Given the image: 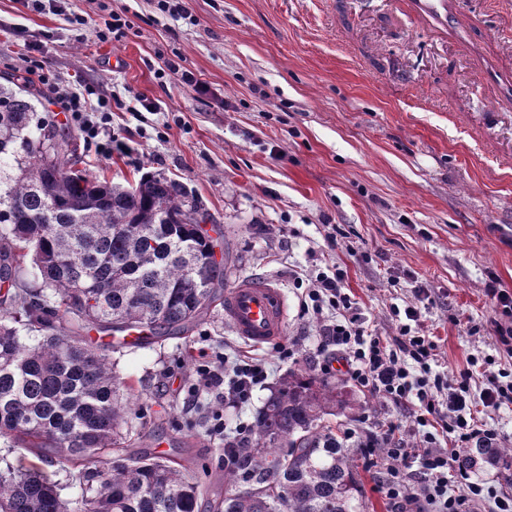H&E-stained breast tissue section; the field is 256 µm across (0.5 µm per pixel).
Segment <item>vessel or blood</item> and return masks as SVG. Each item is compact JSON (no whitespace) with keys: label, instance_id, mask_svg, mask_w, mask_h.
<instances>
[{"label":"vessel or blood","instance_id":"obj_1","mask_svg":"<svg viewBox=\"0 0 512 512\" xmlns=\"http://www.w3.org/2000/svg\"><path fill=\"white\" fill-rule=\"evenodd\" d=\"M413 22L454 41L469 56L492 95L495 110L512 109V63L498 53V34L460 11L457 0H398ZM224 321L255 345L282 338L287 307L282 290L265 280H243L224 293Z\"/></svg>","mask_w":512,"mask_h":512}]
</instances>
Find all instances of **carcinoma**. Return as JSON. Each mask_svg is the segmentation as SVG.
<instances>
[{
	"mask_svg": "<svg viewBox=\"0 0 512 512\" xmlns=\"http://www.w3.org/2000/svg\"><path fill=\"white\" fill-rule=\"evenodd\" d=\"M36 89L0 85V443L46 464L83 466L64 499L37 470L0 466V512H196L208 494L171 461L128 448L131 385L112 345L87 336L192 327L224 285V263L197 201L161 175L134 186L74 169L71 134L35 116ZM30 260L41 279L20 278ZM349 408L339 386L293 370L279 379L248 441L227 449L214 512H366L356 450L325 416ZM464 469L512 468V448L479 444ZM247 482L244 490L237 489Z\"/></svg>",
	"mask_w": 512,
	"mask_h": 512,
	"instance_id": "carcinoma-1",
	"label": "carcinoma"
}]
</instances>
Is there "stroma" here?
<instances>
[{
	"label": "stroma",
	"instance_id": "35a3bbf8",
	"mask_svg": "<svg viewBox=\"0 0 512 512\" xmlns=\"http://www.w3.org/2000/svg\"><path fill=\"white\" fill-rule=\"evenodd\" d=\"M66 0L37 13L24 0H0V78L32 83L46 121L66 125L61 89L91 85L106 96L140 95L155 111H112V132L130 155L102 156L81 142L79 169L121 182L159 174L177 182L224 227L225 287L256 277L275 283L287 303L280 344L237 336L216 306L188 336H164L112 352L132 386L125 429L134 448L187 468L217 488L224 440L207 433L217 401L184 406L186 382L202 355L250 352L270 375L242 409L224 411L227 429L253 422L272 387L293 369L318 373L319 323L302 314L298 272L330 261L377 333L393 335L392 305L411 300L414 282L432 292L421 329L437 344L443 369L460 371L470 355L512 365L498 341L484 294L488 278L512 292V112L488 116L487 87L469 58L395 12L390 0ZM85 17L71 24L70 13ZM121 34L101 39L108 13ZM56 77L28 71L29 51ZM179 58L191 81L163 72ZM340 225L345 245L329 248L325 227ZM371 253L362 262L352 249ZM399 277L390 287L388 277ZM332 382L361 404L332 425L379 430L411 422L410 409L387 405L337 367Z\"/></svg>",
	"mask_w": 512,
	"mask_h": 512
}]
</instances>
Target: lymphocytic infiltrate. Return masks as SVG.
I'll return each mask as SVG.
<instances>
[{
  "instance_id": "1",
  "label": "lymphocytic infiltrate",
  "mask_w": 512,
  "mask_h": 512,
  "mask_svg": "<svg viewBox=\"0 0 512 512\" xmlns=\"http://www.w3.org/2000/svg\"><path fill=\"white\" fill-rule=\"evenodd\" d=\"M65 100L71 121L88 140L97 141L101 155L129 153V146L112 135L110 98L101 95L92 102L82 93L69 92ZM296 284L303 290V311L320 319L318 350L335 348L356 386L384 402L414 408L412 427L391 423L378 433L345 432L347 438L357 440L366 467L384 466L381 487L396 512H471L475 502L489 497L495 512H512L511 493L492 495L485 483L456 464L468 445L496 439V430L476 418L474 405L479 402L498 409L512 404V380H507L506 370L486 372L485 360L475 356L469 357L458 381H449L435 370L437 345L419 329L421 306L430 298L424 286H414L412 299L404 306H392L397 333L383 337L365 325L345 291V272L339 266H326L317 275L297 279ZM478 371L484 375V387L475 401L469 395V382ZM267 377L266 360L243 357L231 361L220 353L211 364L197 368L189 393L195 398L207 391L224 407L240 408ZM409 429L422 432L423 451L410 448L404 437ZM416 464L423 477L411 485L407 475ZM452 481L457 484L453 493L448 490Z\"/></svg>"
}]
</instances>
